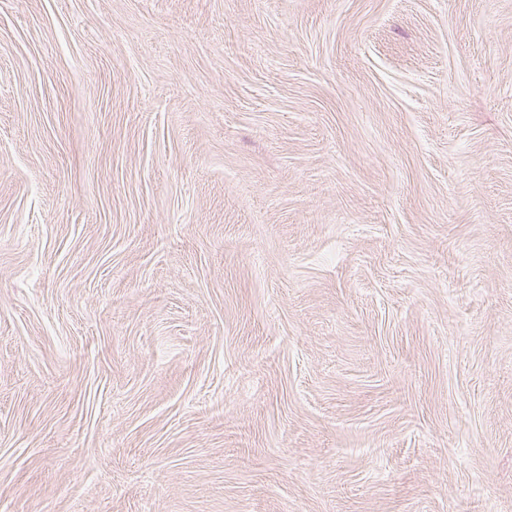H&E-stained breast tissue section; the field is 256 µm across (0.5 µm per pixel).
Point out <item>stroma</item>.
I'll return each instance as SVG.
<instances>
[{
  "label": "stroma",
  "mask_w": 512,
  "mask_h": 512,
  "mask_svg": "<svg viewBox=\"0 0 512 512\" xmlns=\"http://www.w3.org/2000/svg\"><path fill=\"white\" fill-rule=\"evenodd\" d=\"M0 512H512V0H0Z\"/></svg>",
  "instance_id": "1"
}]
</instances>
